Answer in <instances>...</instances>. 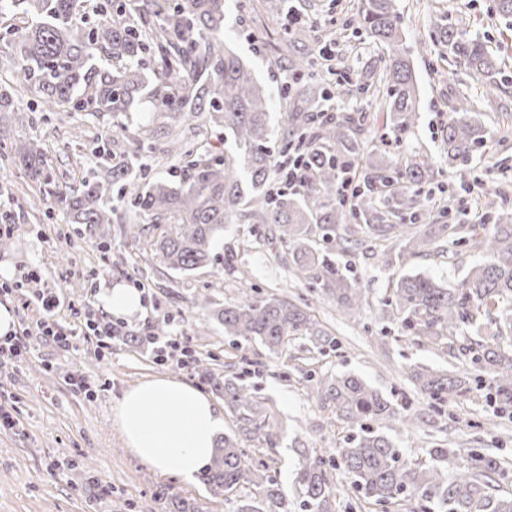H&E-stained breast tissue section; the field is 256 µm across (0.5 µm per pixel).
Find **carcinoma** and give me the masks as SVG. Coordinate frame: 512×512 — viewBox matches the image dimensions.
Returning <instances> with one entry per match:
<instances>
[{
	"instance_id": "1",
	"label": "carcinoma",
	"mask_w": 512,
	"mask_h": 512,
	"mask_svg": "<svg viewBox=\"0 0 512 512\" xmlns=\"http://www.w3.org/2000/svg\"><path fill=\"white\" fill-rule=\"evenodd\" d=\"M7 15L19 16L21 25L0 35V53L10 59L0 78V127L18 123L21 133L0 144V156L18 166L68 223L83 225L99 248H110L101 225L112 223L114 191L120 199L131 194L139 215L149 220L128 225L131 240H145L160 263L180 274L213 265L224 225L248 215L270 225L271 237L287 248L295 279L321 290L355 322L365 296L355 278L339 270L331 251L396 239L400 258L464 243L485 261L470 267L455 287L405 276L384 305L390 321L408 336L431 343L456 339L452 357L474 372L451 377L407 365L406 378L430 405L471 395L483 399L493 416L512 420V212H494L492 224L427 221L425 186L438 168L431 154L401 155L418 121L419 90L396 0H360L343 21L352 36L382 49L370 75L347 68L331 86L301 83L316 68L319 36L307 44L286 37L295 84L281 88L292 113L280 138L266 87L224 40V0H105L90 23L80 14V0H0V17ZM425 48L463 66L472 86L512 81L503 56L446 22L430 27ZM27 91L40 97V105H23ZM362 95L379 100L386 114L376 150L359 138L365 117L320 116ZM473 101L461 90L451 106L442 146L450 168L468 163L492 137ZM136 111L145 121L132 133L130 152L110 153L101 162V149L92 147L96 166L76 182L50 166L41 134L44 113L106 117L125 132L122 117ZM200 117L205 126L224 131V147L179 134L181 124ZM160 134L169 138L168 156L178 166L149 179L144 154ZM288 154L296 155L303 175L274 192L278 161ZM386 212L408 213L409 223L385 224ZM314 235L325 247L312 244ZM211 315L224 335L257 339L275 354L295 335L307 337L321 353L339 349L308 304L283 296H245L211 308ZM203 375L224 398L235 430L217 441L200 481L214 495L253 488L256 495L239 502L236 512H290L267 463L242 447L245 440L277 446L265 399L236 376L220 380L206 370ZM313 397L352 430L336 459L366 501H415L422 512H512V493L497 489L508 475L490 454L473 449L455 462L448 449L432 448L426 462L405 459L385 430L409 426L412 416L362 379L324 375ZM294 481L302 512H331L334 481L323 457L304 455Z\"/></svg>"
}]
</instances>
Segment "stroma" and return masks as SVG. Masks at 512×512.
<instances>
[{
  "instance_id": "35a3bbf8",
  "label": "stroma",
  "mask_w": 512,
  "mask_h": 512,
  "mask_svg": "<svg viewBox=\"0 0 512 512\" xmlns=\"http://www.w3.org/2000/svg\"><path fill=\"white\" fill-rule=\"evenodd\" d=\"M260 3L225 0L224 37L272 90L274 125L281 131L287 117L278 92L291 76L281 52L288 19L259 15ZM293 4L305 25L322 30L340 26L359 0H293ZM489 4L490 0H398L420 93L419 120L410 141L413 150L439 155L449 106L460 88L447 64L423 48L430 25L443 17L493 49L511 48L512 29L491 15ZM484 119L494 130L486 148L461 169L439 176L431 189L438 209L460 184H467L468 219L473 223L484 218L474 202L487 181L506 184L505 206L512 210V112H488ZM141 120V115H133L123 133L108 122L86 118L82 127L88 135L82 139L68 125L50 130L46 147L52 167L81 179L94 165L89 154L94 135H101L106 150L128 152L133 148L129 133ZM0 186L14 195L13 201L0 203V215H8L16 226L10 246L0 248V266L9 265L15 273L32 265L41 275L39 289L0 295V304L9 305L17 318L42 314V303L34 298L40 290L58 299L52 314L61 325L75 326L80 317L90 314L114 328L101 350L81 336L66 348L35 336L24 364L0 363V404L14 416L13 425L0 426V512H168L158 495L163 487L180 493L195 512H234L233 502L213 495L201 482L158 474L139 461L125 447L113 422L122 394L152 377L182 380L216 408L224 406L198 370L180 367L172 359L159 361L152 345L127 339L129 333L142 335L159 326L168 334L185 336L193 357L216 377L238 376L272 401L270 425L280 434L278 445L271 449L252 443L248 449L267 463L289 501L297 499L294 471L301 450L308 448L328 459L350 434L332 410L311 397V376L324 373H352L414 412L413 430L397 427L390 433L407 459L424 460L431 448L458 453L480 448L498 456L512 471V422L487 427L492 411L475 399H449L444 412H437L404 377L408 363L458 371L447 348L398 333L380 335L389 323L383 299L399 277L425 275L453 286L480 262V254L460 246L451 259L435 254L401 258L397 242L379 240L337 253L339 268L352 272L369 297L362 321L353 323L342 319L335 302L318 289L295 281L287 249L271 240L267 225L251 218L225 225L224 257L217 264L180 276L160 264L144 245L125 236V224L137 218L129 202L117 201L118 221L106 227L111 247L104 251L80 236L61 213L50 212L48 202L37 201L29 180L1 158ZM244 278L253 296L274 294L309 304L338 340L339 350L319 354L298 336L290 337L279 355L254 340L231 343L223 327L208 320L203 300L238 299ZM76 279L83 285L78 293L70 288ZM135 282L141 286L138 312L115 317L102 308L98 295L105 288ZM79 379L84 382L80 388L75 385Z\"/></svg>"
}]
</instances>
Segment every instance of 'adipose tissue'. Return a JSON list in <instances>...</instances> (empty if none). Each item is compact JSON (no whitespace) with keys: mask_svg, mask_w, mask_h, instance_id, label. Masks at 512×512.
Here are the masks:
<instances>
[{"mask_svg":"<svg viewBox=\"0 0 512 512\" xmlns=\"http://www.w3.org/2000/svg\"><path fill=\"white\" fill-rule=\"evenodd\" d=\"M114 422L127 448L164 475L193 481L210 460L223 416L191 385L158 377L126 390Z\"/></svg>","mask_w":512,"mask_h":512,"instance_id":"ef3b65f1","label":"adipose tissue"}]
</instances>
